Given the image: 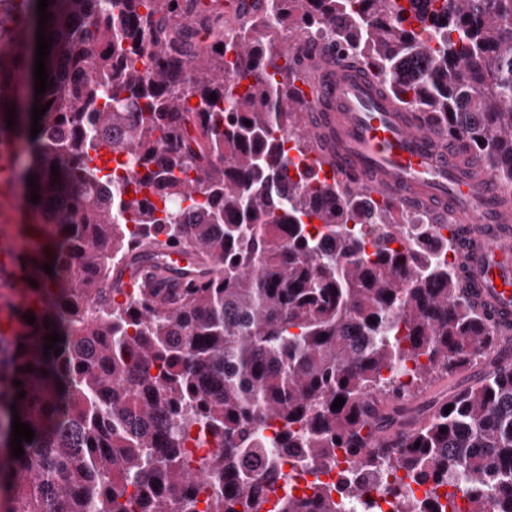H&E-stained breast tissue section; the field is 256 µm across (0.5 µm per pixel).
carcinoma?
Instances as JSON below:
<instances>
[{
  "label": "carcinoma",
  "mask_w": 512,
  "mask_h": 512,
  "mask_svg": "<svg viewBox=\"0 0 512 512\" xmlns=\"http://www.w3.org/2000/svg\"><path fill=\"white\" fill-rule=\"evenodd\" d=\"M49 2L33 138L31 113L9 129L6 111L34 72L37 0H0V136L26 143L40 196L17 228L38 287L6 304L15 331L0 336V512H198L209 484L224 495L208 512H261L279 479L269 424L326 469L364 455L431 485L401 512H455L438 494L451 476L468 512H512V363L414 405L500 336L448 264L452 243L419 210L289 156L310 151L296 82L317 85L308 38L323 34L512 188V0H238L228 22L203 0H112L105 16L101 0ZM101 147L123 174L91 165ZM144 242L193 253L201 278L170 286L157 263L117 300L113 268ZM409 363L404 393L393 371ZM13 403L34 430L20 458ZM196 427L215 448L193 467ZM310 488L278 512H341L330 486Z\"/></svg>",
  "instance_id": "obj_1"
}]
</instances>
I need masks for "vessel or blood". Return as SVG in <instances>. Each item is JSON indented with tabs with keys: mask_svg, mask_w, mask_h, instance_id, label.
Listing matches in <instances>:
<instances>
[{
	"mask_svg": "<svg viewBox=\"0 0 512 512\" xmlns=\"http://www.w3.org/2000/svg\"><path fill=\"white\" fill-rule=\"evenodd\" d=\"M324 80L305 92L314 123L305 134L320 144L322 171L371 191L448 214V236L457 245L458 264L477 306L494 325L512 324V212L497 202L503 186L489 173L459 166L433 129L398 106L373 79L344 68L326 52ZM25 242L14 230H0V264L13 295L28 285L17 258ZM141 261L116 268L123 281L145 280L153 272L149 247ZM164 262L174 277L196 267L180 248L167 249Z\"/></svg>",
	"mask_w": 512,
	"mask_h": 512,
	"instance_id": "b4317fda",
	"label": "vessel or blood"
}]
</instances>
